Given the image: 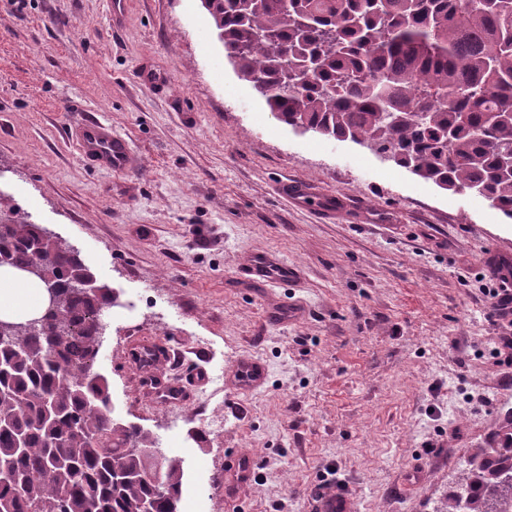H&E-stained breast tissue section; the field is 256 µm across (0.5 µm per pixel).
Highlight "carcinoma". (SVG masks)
Wrapping results in <instances>:
<instances>
[{"label":"carcinoma","mask_w":512,"mask_h":512,"mask_svg":"<svg viewBox=\"0 0 512 512\" xmlns=\"http://www.w3.org/2000/svg\"><path fill=\"white\" fill-rule=\"evenodd\" d=\"M238 76L280 122L351 141L512 219V0H201ZM0 195V265L32 267L53 306L34 329L0 327V512H180L183 472L163 483L152 435L112 416L95 370L112 290ZM434 512H497L512 497V447Z\"/></svg>","instance_id":"cac0c4a2"}]
</instances>
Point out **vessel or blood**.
I'll list each match as a JSON object with an SVG mask.
<instances>
[{"label":"vessel or blood","mask_w":512,"mask_h":512,"mask_svg":"<svg viewBox=\"0 0 512 512\" xmlns=\"http://www.w3.org/2000/svg\"><path fill=\"white\" fill-rule=\"evenodd\" d=\"M72 138L81 156L92 165L107 170L125 169L131 158L128 142L113 134L110 126L94 117L86 118L73 132ZM280 194L290 203L303 206L309 203L318 207L319 213L334 215L349 210L350 202L343 198L320 196L316 188L303 181H283L279 185ZM299 277L296 268L268 254H257L250 258L245 268L247 282L262 285H277L295 282ZM129 362L139 366L143 373V383L147 391L162 403L186 401L188 382L198 381L197 370H188L186 378H164L156 375L157 366L171 363L180 364V356L170 348L156 343L132 344L126 354ZM268 376L264 363L256 359H242L235 363L229 378L235 390L249 393L263 387ZM255 472L253 463L240 455H230L224 460V475L233 485H243L252 479Z\"/></svg>","instance_id":"1"}]
</instances>
